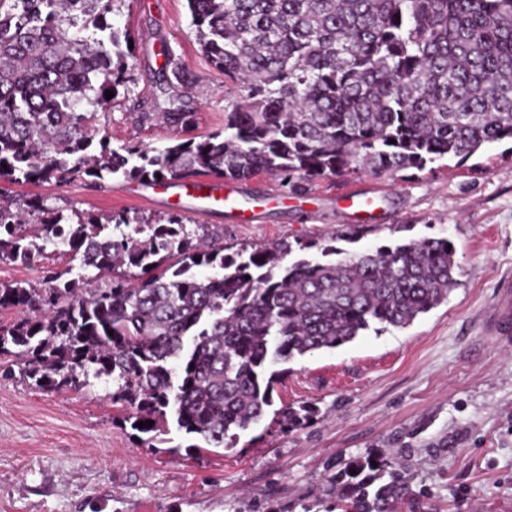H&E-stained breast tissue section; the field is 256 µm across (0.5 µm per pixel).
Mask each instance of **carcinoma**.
<instances>
[{
	"label": "carcinoma",
	"mask_w": 512,
	"mask_h": 512,
	"mask_svg": "<svg viewBox=\"0 0 512 512\" xmlns=\"http://www.w3.org/2000/svg\"><path fill=\"white\" fill-rule=\"evenodd\" d=\"M113 2L0 0V180L395 174L512 141V0H187L203 56L241 96L201 141L113 148L97 121L134 59L109 21ZM190 83L177 65L160 72L167 100L138 121L188 126L180 89ZM24 215L0 202V262L31 263L42 240L96 274L0 282V308L20 310L0 325V360L43 390L110 377L132 429L161 434L172 419L210 448L235 447L267 416L280 376L269 365L374 324L404 329L457 285L445 237L359 254L316 242L319 257L287 264V243L226 254L178 214L71 223L49 211L32 226ZM274 416L290 430L312 410ZM371 460L336 462L334 508L398 512L399 466Z\"/></svg>",
	"instance_id": "cac0c4a2"
}]
</instances>
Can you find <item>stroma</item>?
Wrapping results in <instances>:
<instances>
[{
    "label": "stroma",
    "mask_w": 512,
    "mask_h": 512,
    "mask_svg": "<svg viewBox=\"0 0 512 512\" xmlns=\"http://www.w3.org/2000/svg\"><path fill=\"white\" fill-rule=\"evenodd\" d=\"M111 22L129 31L134 55L99 116L111 146L199 141L223 128L235 92L202 55L187 0H114ZM167 60L191 77L183 93L194 121L176 130L137 125L133 115L153 104ZM234 188L248 223L220 207L195 212L174 187L158 193L120 176L0 181V197L70 218L119 213L155 222L177 213L188 228L223 236L230 253L285 241L313 258L312 242L330 237L352 254L445 237L456 247L458 284L407 328L369 330L288 361L274 405H310L314 416L291 432L263 420L224 450H193V437L175 430L144 444L113 405L111 379L53 392L20 368H1L0 512H90L94 504L102 512H325L336 497V459L367 454L402 465L411 500L403 512H512V345L488 333L499 288L512 280V143L421 171L347 172L295 189L262 174ZM348 191L375 197L369 219L347 209ZM71 265L50 245L37 262L0 263V280L36 285L47 270Z\"/></svg>",
    "instance_id": "obj_1"
}]
</instances>
